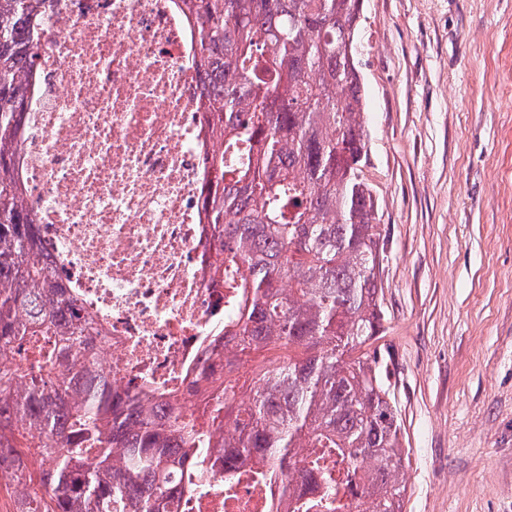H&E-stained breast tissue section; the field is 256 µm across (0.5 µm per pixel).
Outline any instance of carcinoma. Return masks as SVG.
I'll list each match as a JSON object with an SVG mask.
<instances>
[{
    "mask_svg": "<svg viewBox=\"0 0 512 512\" xmlns=\"http://www.w3.org/2000/svg\"><path fill=\"white\" fill-rule=\"evenodd\" d=\"M182 2L212 82L209 128L224 142L204 193L212 266L235 309L224 335L281 355L257 364L244 417L232 386L207 394L210 421L240 426L219 445L174 407L112 390L23 202L16 145L48 0H0V476L22 470L26 448L41 458L39 491H17L13 512H165L170 474L222 462L227 476L248 458L282 485L296 470L319 477L326 497L300 508L331 512L336 478L322 460L334 452L355 474L379 462L367 512H404L408 452L377 346L384 235L362 175L363 0Z\"/></svg>",
    "mask_w": 512,
    "mask_h": 512,
    "instance_id": "obj_1",
    "label": "carcinoma"
}]
</instances>
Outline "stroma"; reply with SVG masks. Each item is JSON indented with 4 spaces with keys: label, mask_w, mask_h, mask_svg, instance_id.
<instances>
[{
    "label": "stroma",
    "mask_w": 512,
    "mask_h": 512,
    "mask_svg": "<svg viewBox=\"0 0 512 512\" xmlns=\"http://www.w3.org/2000/svg\"><path fill=\"white\" fill-rule=\"evenodd\" d=\"M405 512H512V0H364Z\"/></svg>",
    "instance_id": "35a3bbf8"
}]
</instances>
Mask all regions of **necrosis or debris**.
<instances>
[{
	"label": "necrosis or debris",
	"instance_id": "obj_1",
	"mask_svg": "<svg viewBox=\"0 0 512 512\" xmlns=\"http://www.w3.org/2000/svg\"><path fill=\"white\" fill-rule=\"evenodd\" d=\"M41 88L19 144L24 203L53 273L93 317L99 368L114 389L200 414L205 348L233 315L214 287L202 200L207 91L193 24L177 0H53L38 48ZM180 475L171 512H295L325 494L258 479Z\"/></svg>",
	"mask_w": 512,
	"mask_h": 512
}]
</instances>
